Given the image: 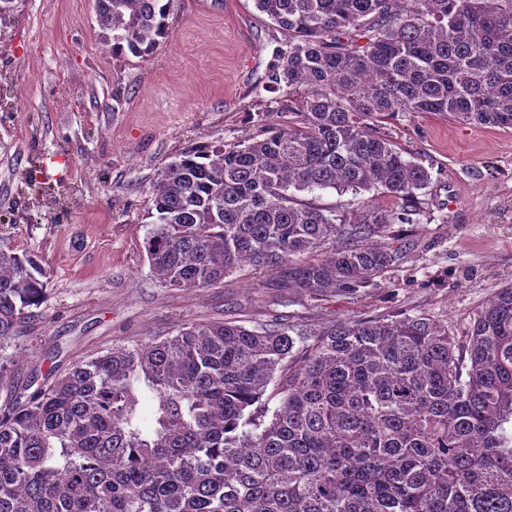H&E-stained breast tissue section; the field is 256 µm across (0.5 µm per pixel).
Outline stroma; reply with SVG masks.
<instances>
[{"instance_id": "stroma-1", "label": "stroma", "mask_w": 512, "mask_h": 512, "mask_svg": "<svg viewBox=\"0 0 512 512\" xmlns=\"http://www.w3.org/2000/svg\"><path fill=\"white\" fill-rule=\"evenodd\" d=\"M147 57L116 54L95 0H23L0 29V246L38 256L47 294L15 341L0 411L113 344L180 327L274 320L315 331L348 317L426 314L453 336L512 282V129L399 112L377 129L432 170L413 223L394 224L397 265L356 298L283 296L251 268L179 290L150 271V187L194 143L233 147L297 121L298 90L266 89L287 37L253 0H178ZM323 207L396 208L371 190L312 193Z\"/></svg>"}]
</instances>
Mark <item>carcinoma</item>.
I'll return each instance as SVG.
<instances>
[{
    "mask_svg": "<svg viewBox=\"0 0 512 512\" xmlns=\"http://www.w3.org/2000/svg\"><path fill=\"white\" fill-rule=\"evenodd\" d=\"M174 3L96 0L112 52L150 55ZM254 4L288 36L269 89L307 91L306 109L262 140L190 146L161 169L151 272L209 288L252 266L283 295L357 296L398 261L376 239L412 223L431 180L366 120L512 128V0ZM326 189H373L401 207L349 216L299 198ZM43 277L36 255L0 247L1 389L12 373L1 351L44 302ZM509 424L512 284L461 337L424 314L293 335L192 324L114 345L1 413L0 512H512Z\"/></svg>",
    "mask_w": 512,
    "mask_h": 512,
    "instance_id": "1",
    "label": "carcinoma"
}]
</instances>
